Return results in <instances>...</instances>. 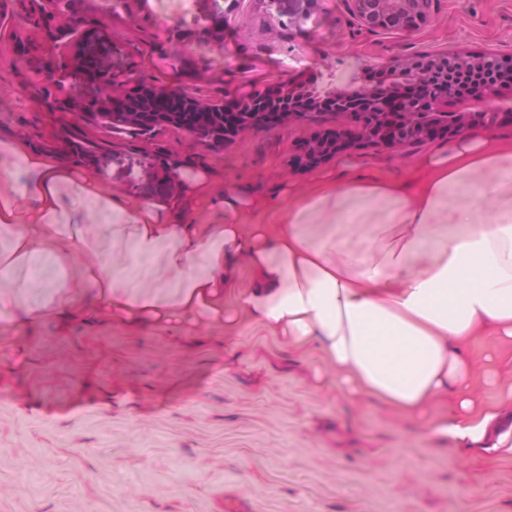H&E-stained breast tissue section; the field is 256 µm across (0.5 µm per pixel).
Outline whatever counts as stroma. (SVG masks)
I'll use <instances>...</instances> for the list:
<instances>
[{
    "mask_svg": "<svg viewBox=\"0 0 512 512\" xmlns=\"http://www.w3.org/2000/svg\"><path fill=\"white\" fill-rule=\"evenodd\" d=\"M213 0H133L112 20V39L129 45L147 83L181 88L178 60H160L158 45L190 47L194 68L232 97L270 82L312 91L346 86L355 73L418 53L489 51L512 57V0H441L432 24L411 35L358 33L329 0L320 22L287 7L245 0L224 25L223 43L207 35ZM25 70L0 63V130L54 146L62 126L80 115L49 112L23 88ZM300 129L258 127L220 156L197 152L206 169L180 168V131H160L155 161L142 165L121 147L92 170L121 188L130 206L145 185L177 166L183 182L208 181L210 200L194 216L210 219L224 187L240 185L242 213L252 196L279 187L280 203L302 187L291 169ZM383 205L360 208L359 223L330 224L311 215L318 245L359 250L381 222ZM58 221L83 225L110 270L136 291L166 301L177 294L162 256H135L98 209L63 188ZM12 274L26 304L51 299L55 258ZM494 340L472 348L475 392L501 403L512 375L493 372ZM314 358L299 360L241 326L227 337L205 315L161 326L127 328L90 317L13 330L0 320V512H512V454L495 442L512 423L501 403L483 445L440 449L425 421L336 394Z\"/></svg>",
    "mask_w": 512,
    "mask_h": 512,
    "instance_id": "obj_1",
    "label": "stroma"
}]
</instances>
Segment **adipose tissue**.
<instances>
[{
  "instance_id": "obj_1",
  "label": "adipose tissue",
  "mask_w": 512,
  "mask_h": 512,
  "mask_svg": "<svg viewBox=\"0 0 512 512\" xmlns=\"http://www.w3.org/2000/svg\"><path fill=\"white\" fill-rule=\"evenodd\" d=\"M7 161L0 167V286L16 268L48 254L60 266L57 292L37 307H22L18 324L59 320L68 303L95 293L100 318L122 325H158L178 311L202 312L236 335L247 322L298 356L315 355L351 394L415 420L444 403L446 422L433 433L463 442L476 438L494 406L473 395L475 365L468 345L493 337L512 361V138L475 131L425 154L412 173L391 176L341 169L315 175L284 216L255 199L265 218L239 221L236 192L207 224L189 216L181 187L145 196L130 208L121 189H105L92 175L76 179L77 164L57 149L44 151L11 133L0 135ZM118 221L133 252L163 254L178 289L174 305L150 293L133 294L102 258L87 259L83 228L57 220L63 183ZM388 211L361 252L311 242L306 219L331 213L351 224L361 204ZM448 227L429 243L431 228Z\"/></svg>"
}]
</instances>
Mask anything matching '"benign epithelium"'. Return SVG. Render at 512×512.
<instances>
[{
    "instance_id": "benign-epithelium-1",
    "label": "benign epithelium",
    "mask_w": 512,
    "mask_h": 512,
    "mask_svg": "<svg viewBox=\"0 0 512 512\" xmlns=\"http://www.w3.org/2000/svg\"><path fill=\"white\" fill-rule=\"evenodd\" d=\"M350 17V24L359 32L414 33L428 26L437 11L438 0H339ZM112 42L110 20L98 21L86 30L80 41L70 47V54L87 53L102 65L100 55ZM448 65V87L444 94L428 104L417 102L412 93L430 76L429 65ZM381 78L395 74L403 79L401 91L411 95L398 112H354L358 103L377 99L374 85L338 88L321 96L315 92L297 90L272 83L267 95L283 100L286 105L277 112L247 110L249 120L236 127L241 133L266 117L274 118L276 126L297 124L306 128L301 141L311 147H297L304 155L294 171L315 166L333 154L352 149L373 147L397 150L409 144L459 137L478 129L512 125V57L499 58L489 53H425L410 59H396L379 67ZM137 84L127 79L126 71L113 70L112 80L101 83L95 91H71V109L84 115L85 124L97 123L106 117L119 119L125 125L152 134L158 127L180 124L175 112H121L119 108L135 95ZM97 98L98 107H110V112H87L88 95ZM182 125V124H180ZM182 130L199 141L197 129L182 125ZM336 133L334 141L324 144L320 138L326 131Z\"/></svg>"
}]
</instances>
